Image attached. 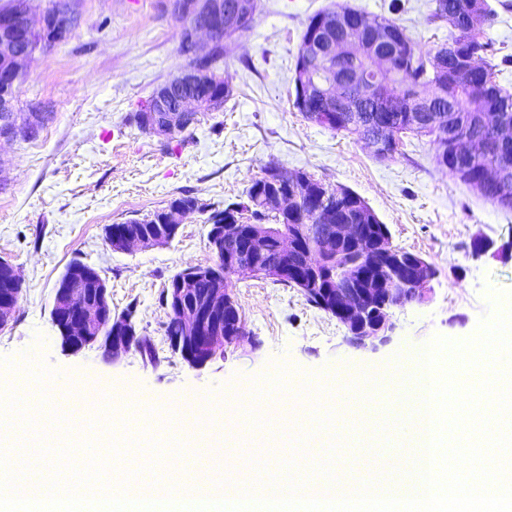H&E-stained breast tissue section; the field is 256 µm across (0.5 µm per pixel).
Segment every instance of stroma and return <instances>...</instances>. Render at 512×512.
Instances as JSON below:
<instances>
[{"label":"stroma","instance_id":"35a3bbf8","mask_svg":"<svg viewBox=\"0 0 512 512\" xmlns=\"http://www.w3.org/2000/svg\"><path fill=\"white\" fill-rule=\"evenodd\" d=\"M490 2L499 12L486 35L497 49V80L512 93V0ZM341 3L394 20L423 53L448 38V23L428 22L433 0H260L251 28L224 51L231 96L194 129L167 140L142 131L135 115L189 64L171 0H79L71 38L32 63L16 91L19 106H37V137L0 141V258L22 278L13 319L0 331V384L103 381L170 401L204 393L221 402L269 388L282 365L289 378L318 379L341 367L389 366L436 335L465 341L476 334L492 309L488 290L512 292V208L440 167L431 138L407 136L401 155L381 160L362 141L309 122L293 105L291 77L307 20ZM272 162L364 198L389 226L392 244L435 269L432 292L424 303L394 310L387 341L358 345L297 289L238 280L232 292L247 341L191 367L168 351L167 311L158 297L181 269L212 263L210 213L244 201ZM183 193L206 209L186 218L169 244L130 252L108 246L107 226L150 217ZM479 236L492 247L476 257L471 244ZM75 260L106 279L113 313L134 306L157 364L133 352L110 359L95 348H64L50 311L56 284ZM332 438L334 481L364 479L352 432L339 427Z\"/></svg>","mask_w":512,"mask_h":512}]
</instances>
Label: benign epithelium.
Wrapping results in <instances>:
<instances>
[{
  "mask_svg": "<svg viewBox=\"0 0 512 512\" xmlns=\"http://www.w3.org/2000/svg\"><path fill=\"white\" fill-rule=\"evenodd\" d=\"M76 0H54V4L42 14L35 15L29 9V0H16L13 7L0 13V56L10 64V70L0 78V136L17 137L35 127L28 121L21 125L15 120V89L22 79L24 67L36 57L49 54L55 47L70 38L75 30L79 13ZM245 5L224 0H173V9L180 24V47L186 54L200 57L206 54L218 40V34L239 21ZM349 31L346 18L331 17L320 30L308 39L303 54L307 65L315 73L312 84L299 83L298 101L312 95L311 88L318 89L322 105L308 112V120L314 124H329L343 112H355L360 108L368 112L390 103L395 97L383 90L393 87L391 81L379 82L363 75L348 65L360 53V42L352 37L336 39V29ZM373 42L378 48L376 64L378 72L390 66V60L403 52L395 27L377 20L370 23ZM212 81L209 73L192 66L160 85L138 112V123L150 134L172 139L193 125L195 113L203 105L196 89ZM481 124L494 132L496 145L512 143V123L498 114L481 116ZM444 143L439 151L441 159L448 153L473 156L486 155L492 145L482 136L469 132L462 126H448V133L441 135ZM271 189L256 207L258 214L245 212L242 221L227 219L219 224L208 221L209 239L217 251L223 252L229 268L251 273L259 267L278 277H298L300 267L315 271L324 260L335 255L343 246L359 239L361 225L333 224V212H328L319 224H267L266 216L294 209L303 202L300 180L297 174L280 168L269 174ZM480 193L497 188L499 201L512 203V186L503 179L496 163L487 165L483 179L473 184ZM189 211L174 206L154 228L150 230L114 235L107 243L116 252H126L134 247L153 248L169 243L172 228L182 224ZM275 241L274 258L266 259V243ZM375 249L386 256L390 275L374 281L352 266L338 276L334 286L323 289L318 297L322 310L344 325L352 339L363 344L366 341L384 342L392 329L391 316L395 309L408 304L422 303L427 299L428 284L433 276L424 270L416 258L407 259L390 244V236L374 238ZM10 271L0 295V329L13 317L22 287L16 268L6 260H0V268ZM200 267L191 266L177 278L175 294L181 296L194 291ZM215 288L190 307L179 309L180 333L167 337L171 353L188 358V364L201 368L230 348H238L247 336L245 321L239 308L233 303L229 291L224 289L220 268L210 274ZM90 275L79 268L72 270L66 286L54 297L52 323L60 338L68 341L66 349L80 351L96 347L109 357L135 352L145 361L153 356L145 337L136 334L132 327L133 315H112V308L104 296L98 301H87L83 285Z\"/></svg>",
  "mask_w": 512,
  "mask_h": 512,
  "instance_id": "7a95c632",
  "label": "benign epithelium"
}]
</instances>
